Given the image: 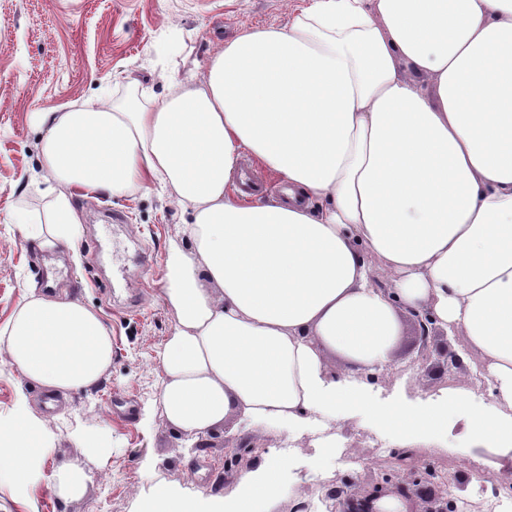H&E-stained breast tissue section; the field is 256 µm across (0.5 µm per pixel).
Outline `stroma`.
Returning a JSON list of instances; mask_svg holds the SVG:
<instances>
[{
  "label": "stroma",
  "mask_w": 512,
  "mask_h": 512,
  "mask_svg": "<svg viewBox=\"0 0 512 512\" xmlns=\"http://www.w3.org/2000/svg\"><path fill=\"white\" fill-rule=\"evenodd\" d=\"M311 0H0V326L17 307L25 288L36 284L67 289L96 311L112 332V363L90 389L71 394L52 409L48 425L53 450L43 459V483L18 497L0 485V512H136L140 494L159 483L183 488L234 487L255 469L266 450L255 441L253 453L226 467L225 452L240 439L232 423L205 436V448L189 449L170 426L158 403L160 370L156 348L176 321L159 298L164 285V258L181 213L167 195L136 190L121 197L75 198L81 236L77 254L34 255L15 232L19 204L42 209V185L33 183L39 169L36 117L62 107L96 101L107 90L113 102L131 94L142 100L167 94L172 79H182L193 61L204 60L223 42L261 26L281 27ZM154 257L139 271L136 257ZM139 287L136 306L126 298ZM399 336L388 371L374 375V393L390 394L403 383L407 397L419 389L437 390L448 377L471 376L469 364L447 369L437 358L423 359L417 327L400 312ZM35 411L46 410L44 393L26 380L0 347V417H8L18 393ZM345 446L318 456L312 435L295 439L286 455L290 480L268 512H334L335 489L366 493L374 487L394 495L403 472L389 432L370 409L342 420ZM105 430L112 435V456L105 470L94 471L86 496L62 505L46 479L61 464L85 465L74 428ZM460 427L448 430V447L430 449L425 466L450 473L448 500L455 512H479L480 484L496 485L492 448H463ZM152 459L156 468L144 478L140 465Z\"/></svg>",
  "instance_id": "stroma-1"
}]
</instances>
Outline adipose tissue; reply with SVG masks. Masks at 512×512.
<instances>
[{"label": "adipose tissue", "mask_w": 512, "mask_h": 512, "mask_svg": "<svg viewBox=\"0 0 512 512\" xmlns=\"http://www.w3.org/2000/svg\"><path fill=\"white\" fill-rule=\"evenodd\" d=\"M38 121L50 199L15 213L33 250H75L78 196L159 182L187 215L164 259L176 323L155 352L168 424L195 440L235 419L292 439L369 407L394 447L440 448L459 423L465 447L497 450L512 488V0H313L287 26L226 42L150 104ZM246 152L287 198L228 193ZM401 307L463 332L486 393L457 380L370 400ZM0 345L64 398L112 362L109 328L64 291L27 289ZM82 442L89 467L51 477L66 504L112 455L107 434ZM51 450L46 415L19 396L0 421V485L26 492ZM284 466L272 450L224 491L157 485L139 512H264Z\"/></svg>", "instance_id": "obj_1"}]
</instances>
